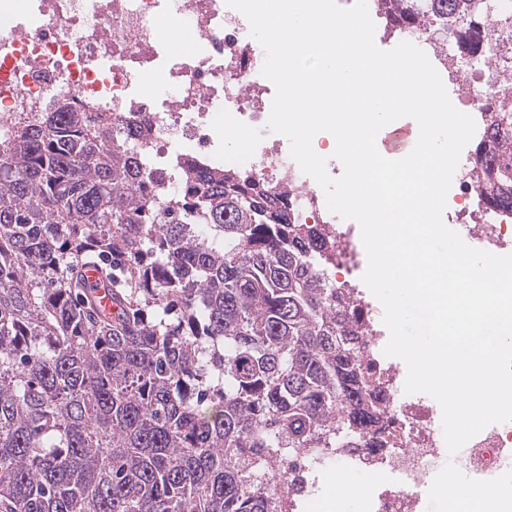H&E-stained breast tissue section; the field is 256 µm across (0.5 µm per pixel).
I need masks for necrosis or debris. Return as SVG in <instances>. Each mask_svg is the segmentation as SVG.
I'll list each match as a JSON object with an SVG mask.
<instances>
[{"instance_id": "necrosis-or-debris-1", "label": "necrosis or debris", "mask_w": 512, "mask_h": 512, "mask_svg": "<svg viewBox=\"0 0 512 512\" xmlns=\"http://www.w3.org/2000/svg\"><path fill=\"white\" fill-rule=\"evenodd\" d=\"M17 2L0 0V140L10 137L18 112L37 119L49 107L63 106L86 113L92 122L108 112L115 125L135 123L147 130V138L131 144L166 169L164 187L173 193L179 185L176 162L214 161L217 129L225 115L238 117L251 128L255 148L247 162L228 159L225 168L246 171L270 194L288 191L294 222L324 224L336 241L338 288L354 291L349 276L359 261L353 230L338 216L325 222L323 189L301 171L282 141L268 140L267 105L257 96L266 85L261 73L266 53L225 0H27L22 15ZM487 2L480 26L491 29L494 56L501 67L512 70V0ZM168 20L189 31L194 51L159 38V26ZM385 20L399 41L412 42L438 67L453 70L459 110L492 112L512 93L495 71L458 65L460 14L425 26H405L390 14ZM454 200L456 224L479 249L498 254L512 245V210L499 211L496 223H477L483 206L473 171L457 173ZM362 309L363 358L384 377L385 413L394 421L398 443L393 448H352L342 440L318 455L295 457L290 464L301 478L296 492L303 499L313 497L315 483L302 478L329 464L397 473L400 482L380 491L369 512H419L422 489L448 461L443 431L425 397L402 395L399 366L375 353L382 338L381 313L368 303ZM464 463L488 479L512 470V421L489 425L471 438L464 446Z\"/></svg>"}]
</instances>
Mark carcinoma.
Here are the masks:
<instances>
[{
    "label": "carcinoma",
    "instance_id": "obj_1",
    "mask_svg": "<svg viewBox=\"0 0 512 512\" xmlns=\"http://www.w3.org/2000/svg\"><path fill=\"white\" fill-rule=\"evenodd\" d=\"M491 118L469 160L494 212L512 101ZM110 125L59 106L0 140V512H290L272 464L382 421L335 241L228 169L181 167L168 195ZM90 258L114 317L73 282Z\"/></svg>",
    "mask_w": 512,
    "mask_h": 512
}]
</instances>
